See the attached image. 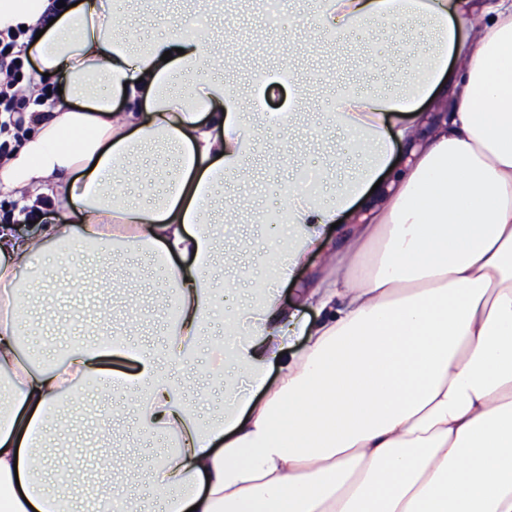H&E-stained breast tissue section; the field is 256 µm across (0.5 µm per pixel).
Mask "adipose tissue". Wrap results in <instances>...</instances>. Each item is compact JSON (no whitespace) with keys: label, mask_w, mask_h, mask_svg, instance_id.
I'll use <instances>...</instances> for the list:
<instances>
[{"label":"adipose tissue","mask_w":512,"mask_h":512,"mask_svg":"<svg viewBox=\"0 0 512 512\" xmlns=\"http://www.w3.org/2000/svg\"><path fill=\"white\" fill-rule=\"evenodd\" d=\"M305 7L332 38L372 20L397 40L412 19L425 31L397 89L328 107L361 167L330 195L294 179L280 211L253 213L274 285L232 293L212 366L224 407L210 412L185 397L202 383L173 371L213 330L222 283L208 272L237 225L220 192L249 180L262 137L302 121L304 87L268 112L257 102L274 76L225 82L224 43L204 29L143 39L103 0H0V37L37 61L32 86L63 77L55 109L27 106L0 162V192L21 207L0 225V512H82L43 448L88 381L134 393L139 432L174 436L152 478L167 512H512V0ZM47 208L73 223L21 231ZM119 250L158 260L171 290L173 317L160 347H138L137 379L76 336L59 364L32 362L24 294L45 259ZM316 252L323 271L310 275ZM281 285L298 286V308Z\"/></svg>","instance_id":"ef3b65f1"}]
</instances>
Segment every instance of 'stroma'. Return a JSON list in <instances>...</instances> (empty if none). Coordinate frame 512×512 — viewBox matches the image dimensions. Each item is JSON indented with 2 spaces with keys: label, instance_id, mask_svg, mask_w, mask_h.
<instances>
[{
  "label": "stroma",
  "instance_id": "1",
  "mask_svg": "<svg viewBox=\"0 0 512 512\" xmlns=\"http://www.w3.org/2000/svg\"><path fill=\"white\" fill-rule=\"evenodd\" d=\"M284 9L287 26L270 28L261 0H234L223 12L215 14L209 25L211 34L232 43L245 71L255 66L275 70L281 63L282 45L290 37L311 43L310 52L293 64L295 76L311 92L307 102L311 117L306 125L262 139L253 161L255 206L269 211L279 207L290 179L320 168L325 157L333 155L340 161L336 173L340 179L360 164L361 157L351 138L329 127L327 106L346 88L362 91L391 85L398 74L392 62L402 52L387 25L369 24L331 41L297 15L295 0H285ZM133 261L132 255L121 254L114 262L101 266L91 256L79 254L68 266L46 275L43 284L32 291L30 304L43 320L40 338L47 349L58 347L74 333L84 334L87 342H98L102 332L134 317L139 320L137 341H161L166 314L157 303L168 292L163 270L142 269L139 282L122 295H110L106 288L108 280L120 276ZM72 273L86 278L83 295L64 296L58 292V281ZM111 401V392L98 391L95 384L85 383L76 389L71 413L59 422L58 449L51 454L56 468L69 473L75 487L88 497L92 496L95 483L106 477L99 465L103 444L100 431L108 421ZM110 445L124 451L127 496L152 506L150 475L164 463L163 454L151 446L149 439L129 430L119 433Z\"/></svg>",
  "mask_w": 512,
  "mask_h": 512
}]
</instances>
